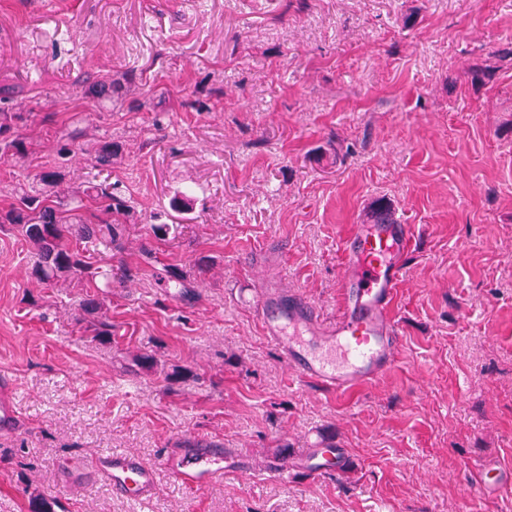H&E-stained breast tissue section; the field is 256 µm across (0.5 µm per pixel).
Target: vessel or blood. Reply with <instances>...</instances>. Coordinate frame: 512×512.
I'll use <instances>...</instances> for the list:
<instances>
[{
  "label": "vessel or blood",
  "mask_w": 512,
  "mask_h": 512,
  "mask_svg": "<svg viewBox=\"0 0 512 512\" xmlns=\"http://www.w3.org/2000/svg\"><path fill=\"white\" fill-rule=\"evenodd\" d=\"M410 225L369 222L354 225L344 245L348 273L333 321L319 318L300 293L271 285L256 290L252 306L261 319L262 333L300 378L346 397L384 374L393 364L400 327L395 312L404 260L412 246ZM181 483L194 486L235 468L246 471V460L231 448H187ZM347 459L342 448H312L305 466L326 475L341 469ZM106 481L116 495L141 501L157 486V468L120 451L97 453L90 467L69 468L67 483L89 478Z\"/></svg>",
  "instance_id": "b4317fda"
}]
</instances>
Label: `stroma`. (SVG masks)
I'll return each mask as SVG.
<instances>
[{
	"instance_id": "1",
	"label": "stroma",
	"mask_w": 512,
	"mask_h": 512,
	"mask_svg": "<svg viewBox=\"0 0 512 512\" xmlns=\"http://www.w3.org/2000/svg\"><path fill=\"white\" fill-rule=\"evenodd\" d=\"M510 41L512 0H0L13 110L123 139L108 178L138 204L129 241L171 227L152 267L113 289L109 344L83 338L76 291L38 284L25 241L0 229V370L20 416L0 436V512L34 494L57 512H512V484L473 498L480 464L512 471ZM133 67L140 111L75 100L78 79ZM178 190L190 214L169 211ZM379 200L414 235L401 342L341 397L296 378L251 298L270 281L335 317L343 242ZM203 255L215 264L198 275ZM170 264L190 277L166 300L155 275ZM141 354L194 375L166 392ZM189 438L249 470L183 485ZM318 443L346 466L305 470ZM101 450L155 464L154 496L68 488L63 468Z\"/></svg>"
}]
</instances>
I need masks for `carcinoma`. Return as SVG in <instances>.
<instances>
[{
	"label": "carcinoma",
	"mask_w": 512,
	"mask_h": 512,
	"mask_svg": "<svg viewBox=\"0 0 512 512\" xmlns=\"http://www.w3.org/2000/svg\"><path fill=\"white\" fill-rule=\"evenodd\" d=\"M137 79L132 71L121 78L100 75L77 81L76 92L88 96L95 107L110 112L120 104L130 112L140 109L136 99L128 98ZM23 113L0 107V160L25 159L31 153V142L20 130ZM50 151L72 157L80 156L100 172L111 169L122 160V145L112 138L88 139L76 130H48L45 133ZM11 202L0 207V224H9L28 243L34 258L32 275L43 284L62 281L84 289L79 301L84 315L86 336L93 342H112V322L107 301L99 296L97 278L104 287H123L135 277L133 268L121 263L116 272H104L86 256L87 244L95 243L104 250L120 255L126 245V224L134 220L136 205L116 183H94L79 188L70 186L69 173L55 167H43L37 180L3 188ZM191 195L177 191L168 201L170 211L188 214L193 209ZM186 272L179 267L164 269L158 287L164 293L183 288Z\"/></svg>",
	"instance_id": "obj_1"
}]
</instances>
